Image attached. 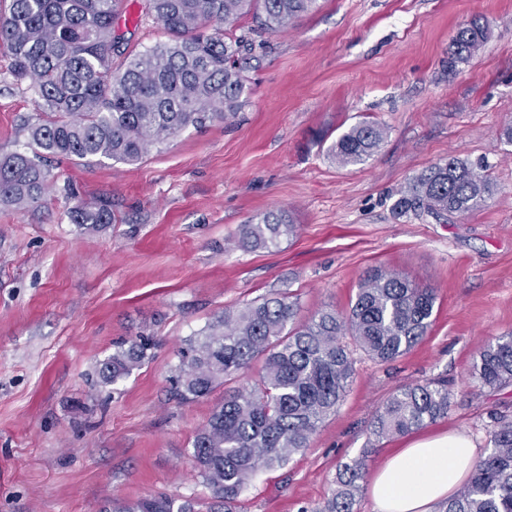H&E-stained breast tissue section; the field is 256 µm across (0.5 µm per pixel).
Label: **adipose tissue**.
I'll return each instance as SVG.
<instances>
[{
	"label": "adipose tissue",
	"mask_w": 512,
	"mask_h": 512,
	"mask_svg": "<svg viewBox=\"0 0 512 512\" xmlns=\"http://www.w3.org/2000/svg\"><path fill=\"white\" fill-rule=\"evenodd\" d=\"M477 457L472 438L458 430L412 441L371 478L375 512H432L471 474Z\"/></svg>",
	"instance_id": "obj_1"
}]
</instances>
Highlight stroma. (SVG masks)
<instances>
[{"mask_svg": "<svg viewBox=\"0 0 512 512\" xmlns=\"http://www.w3.org/2000/svg\"><path fill=\"white\" fill-rule=\"evenodd\" d=\"M489 19L476 54L448 66L465 20ZM239 25L245 104L188 128L133 165L49 160L45 200L0 208V512H103L113 497L159 492L206 512L211 491L191 457L223 389L190 403L169 379L186 339L224 312L290 294L298 318L348 311L368 270L399 272L436 295L421 343L392 362L354 351L336 412L282 468L258 472L236 512H316L341 464L376 471L406 437L375 441L378 407L404 386L448 377L446 418L489 446L490 415L512 414V385H475L473 358L512 332V0H318L287 28ZM126 52L165 41L146 0H122ZM0 48V154L24 147L38 117ZM379 123L377 153L342 166L329 141ZM450 158L480 166L495 192L480 210L439 223L401 216V189ZM108 198L117 220L92 232L68 219L74 199ZM285 210L296 236L273 251L234 241L253 216ZM138 336L148 359L95 388L99 360Z\"/></svg>", "mask_w": 512, "mask_h": 512, "instance_id": "stroma-1", "label": "stroma"}]
</instances>
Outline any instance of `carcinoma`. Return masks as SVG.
<instances>
[{
	"label": "carcinoma",
	"mask_w": 512,
	"mask_h": 512,
	"mask_svg": "<svg viewBox=\"0 0 512 512\" xmlns=\"http://www.w3.org/2000/svg\"><path fill=\"white\" fill-rule=\"evenodd\" d=\"M316 0H147V10L170 35L166 43L112 57L122 37L115 33L117 0H10L0 15V45L13 60L17 82H29L44 119L27 126V148L0 156V206L22 211L49 191L46 158L102 159L135 164L152 147L179 137L189 126L234 117L246 83L239 63L244 36L224 27L246 15L271 31L311 11ZM488 27L474 18L457 32L453 62L469 60ZM385 132L362 121L339 135L328 152L342 166L365 163ZM493 194L489 180L455 159L436 163L412 178L394 204L400 216L430 213L446 221L481 209ZM81 230L112 223L107 200L76 203L68 211ZM285 211H269L241 225L236 245L270 249L296 234ZM433 289L380 268L363 277L347 313L320 310L296 321L297 304L287 294L226 311L199 336L185 340L171 377L183 402L204 398L262 361L249 387L224 392L195 433L192 457L213 498L226 506L262 468L288 463L308 447L318 425L336 410L354 375V358L343 338L379 362L413 349L432 323ZM149 344L137 337L99 361V385L131 375L147 358ZM471 377L480 388L512 384V333L498 336L473 359ZM448 381L437 378L406 386L376 411L375 440L411 433L448 416ZM489 452L443 512H512V416H491ZM369 450L339 468L336 490L320 512H353L368 468ZM112 512H194L158 494L112 499Z\"/></svg>",
	"instance_id": "cac0c4a2"
}]
</instances>
